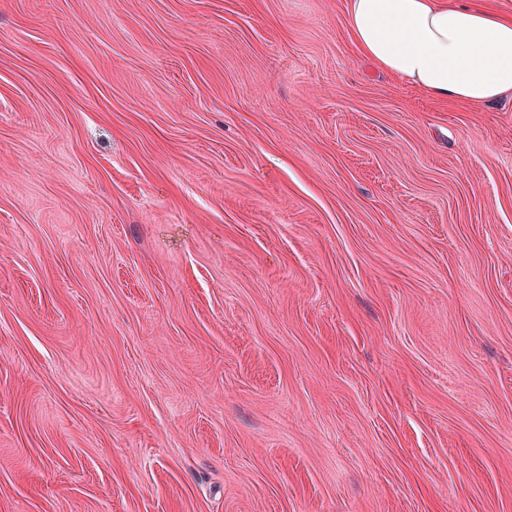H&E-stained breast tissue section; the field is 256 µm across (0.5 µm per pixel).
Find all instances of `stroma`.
<instances>
[{
  "mask_svg": "<svg viewBox=\"0 0 512 512\" xmlns=\"http://www.w3.org/2000/svg\"><path fill=\"white\" fill-rule=\"evenodd\" d=\"M347 0H0V512H512V99Z\"/></svg>",
  "mask_w": 512,
  "mask_h": 512,
  "instance_id": "stroma-1",
  "label": "stroma"
}]
</instances>
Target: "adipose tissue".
<instances>
[{
    "label": "adipose tissue",
    "mask_w": 512,
    "mask_h": 512,
    "mask_svg": "<svg viewBox=\"0 0 512 512\" xmlns=\"http://www.w3.org/2000/svg\"><path fill=\"white\" fill-rule=\"evenodd\" d=\"M347 25L366 60L434 98L512 96V19L479 0H349Z\"/></svg>",
    "instance_id": "ef3b65f1"
}]
</instances>
